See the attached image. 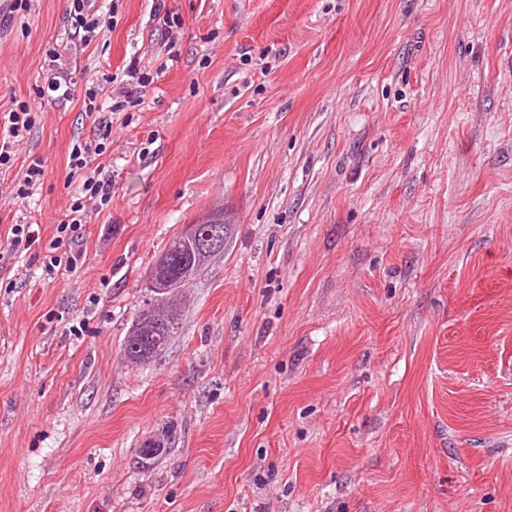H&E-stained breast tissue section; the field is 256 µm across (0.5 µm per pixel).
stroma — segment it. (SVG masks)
Instances as JSON below:
<instances>
[{
	"instance_id": "35a3bbf8",
	"label": "stroma",
	"mask_w": 512,
	"mask_h": 512,
	"mask_svg": "<svg viewBox=\"0 0 512 512\" xmlns=\"http://www.w3.org/2000/svg\"><path fill=\"white\" fill-rule=\"evenodd\" d=\"M166 4L170 51L152 0H99L89 42L72 0L0 23V113L40 115L0 168V512H512V0ZM134 59L112 201L46 275L85 93ZM217 210L176 334L128 363L151 266ZM44 175L43 165L39 159L32 160L26 168L22 182L17 185L16 196L26 198L36 185L41 183Z\"/></svg>"
}]
</instances>
